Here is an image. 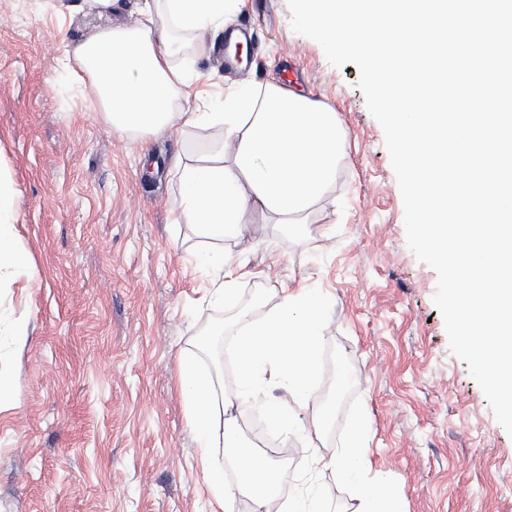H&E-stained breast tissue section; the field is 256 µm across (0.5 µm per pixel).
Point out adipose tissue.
I'll return each mask as SVG.
<instances>
[{
    "mask_svg": "<svg viewBox=\"0 0 512 512\" xmlns=\"http://www.w3.org/2000/svg\"><path fill=\"white\" fill-rule=\"evenodd\" d=\"M237 0H145L133 23L98 29L76 46L71 58L86 74L114 131L155 134L174 124L221 130L207 162H172L182 187L180 220L206 235L236 239L245 213L264 212L275 224H302L331 192L342 152L335 111L275 84L231 88L223 100L182 96L192 76L176 65L177 33L204 37ZM324 308L309 290L289 292L260 322L245 323L238 338L241 389L216 388L203 365L182 361L177 382L187 396L202 456L212 448L232 451L240 468L238 492L264 512L282 477L263 455L242 446L230 425L231 410L256 398L270 377L283 382L289 400L268 404L274 427L284 430L295 410L316 399Z\"/></svg>",
    "mask_w": 512,
    "mask_h": 512,
    "instance_id": "1",
    "label": "adipose tissue"
}]
</instances>
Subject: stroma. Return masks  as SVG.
<instances>
[{"instance_id":"35a3bbf8","label":"stroma","mask_w":512,"mask_h":512,"mask_svg":"<svg viewBox=\"0 0 512 512\" xmlns=\"http://www.w3.org/2000/svg\"><path fill=\"white\" fill-rule=\"evenodd\" d=\"M142 2L119 0L100 17L81 0H0V228L25 256L22 267L0 268V379L10 385L0 512H252L242 496L216 505L177 370L197 360L236 392V363L225 347L202 349L200 336L237 335L240 313L263 319L302 286L326 310L317 403H337L338 415L327 425L300 414L275 448L246 411L284 397L281 387L262 384L234 412L239 438L288 472L267 512L312 493L327 512H355V483L309 463L335 457L360 424L371 466L358 481L391 490L403 512H512V437L449 348L433 301L438 275L407 245L357 66L334 67L294 32L287 0H240L224 17L258 20L253 71L225 70L220 30L178 56L193 67L194 94L293 69L294 90L331 105L344 139L336 186L310 223L290 230L252 211L238 241L207 240L176 221L172 161L205 158L219 131L115 132L90 86L62 64L99 28L132 22ZM222 257L268 278L241 279L233 304L208 303ZM337 372L341 393L329 380Z\"/></svg>"}]
</instances>
